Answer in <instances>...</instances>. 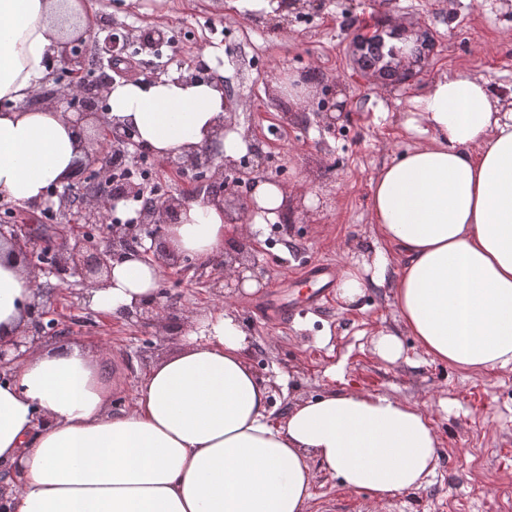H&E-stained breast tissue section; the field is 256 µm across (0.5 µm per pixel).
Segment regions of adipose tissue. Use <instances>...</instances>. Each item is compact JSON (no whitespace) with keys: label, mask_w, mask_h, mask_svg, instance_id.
I'll use <instances>...</instances> for the list:
<instances>
[{"label":"adipose tissue","mask_w":512,"mask_h":512,"mask_svg":"<svg viewBox=\"0 0 512 512\" xmlns=\"http://www.w3.org/2000/svg\"><path fill=\"white\" fill-rule=\"evenodd\" d=\"M80 0H0V200L45 205L66 184L83 139L70 113L41 101ZM117 81L111 122L133 127L157 159L212 147L247 151L242 130L221 132L235 104L222 66ZM418 141L371 178L372 263L339 277L356 303L390 286L400 331L428 355L473 371L512 365V92L484 77L441 73L403 120ZM236 231L221 201H189L169 229L175 252L208 258ZM402 260L388 274L387 249ZM161 267L134 256L112 264L87 301L124 316L156 293ZM42 280L15 243L0 241V341L26 329ZM247 332L230 307L195 318L181 349L154 363L133 403L112 411L109 354L80 342L36 343L0 373V507L5 512H306L319 462L378 498L420 488L438 439L417 406L382 394L332 390L269 418L271 391L249 365Z\"/></svg>","instance_id":"adipose-tissue-1"}]
</instances>
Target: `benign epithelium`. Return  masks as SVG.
I'll return each mask as SVG.
<instances>
[{
	"instance_id": "1",
	"label": "benign epithelium",
	"mask_w": 512,
	"mask_h": 512,
	"mask_svg": "<svg viewBox=\"0 0 512 512\" xmlns=\"http://www.w3.org/2000/svg\"><path fill=\"white\" fill-rule=\"evenodd\" d=\"M105 36L91 31V37L98 50L99 60L112 62L122 54L120 42L127 41V37H119L116 29L105 27ZM358 49L361 50L360 59L362 64L369 69L379 71L392 70L391 59L398 56V50L394 47L386 48L382 31L372 35L365 34L358 41ZM112 82V76L105 72L96 83L97 96L80 99L71 97L70 108L74 109L77 118L76 123L80 124L88 119H95L98 126L107 131L109 141L112 143V153L97 150L87 156L88 162L80 164L76 175L80 176L85 171H95V181L92 185L76 186L70 183L64 187L58 195L59 210L63 213L77 209L80 218L86 224L99 223L101 211L89 206L93 198H101L113 204L119 201H140L147 194V188L136 181L126 182L118 187L112 184V154L121 153V148L130 142L131 132L120 126H116L107 120V113L100 103L104 101L103 90ZM264 155L259 151L256 144L248 146V153L238 160L218 159V155L211 151L189 152L177 156L178 168L199 169L205 168L211 173L205 180V184L197 187L193 196L202 194L208 198H224L225 191L247 186V193L239 194L232 192V195L240 202L239 216L236 222L245 224L249 217L257 210L256 202L252 196V187L255 182L265 178L262 169ZM190 196L180 194L167 195L159 203L148 202L136 211V216L125 221H117L112 225L111 238L108 244L101 245L92 235H77L73 237V243L67 244L65 252L68 256L59 254L51 257L50 262H45L44 255L50 253L48 248H40L37 245L38 237L34 236L31 228L25 224H8L0 227V236L8 237L14 242L23 245L22 254L29 257L32 269L47 271L57 276L61 281H68V277L77 275L81 281L91 285H103L111 276V260L118 256V253L132 254L138 257H156L170 250L169 228L180 222V215L185 207L186 200ZM151 240L150 247L139 250L143 246L144 238ZM224 270L233 272L236 278L235 288L242 289L245 281L244 273H250V279L262 283L265 269L254 256L246 250L224 253ZM161 295L141 303L136 307L134 315L143 322L159 321ZM31 323L24 332V339H17L9 344L0 341V369L14 365L21 361L25 352L21 347H29L40 339L43 326L37 323L35 315H30Z\"/></svg>"
}]
</instances>
